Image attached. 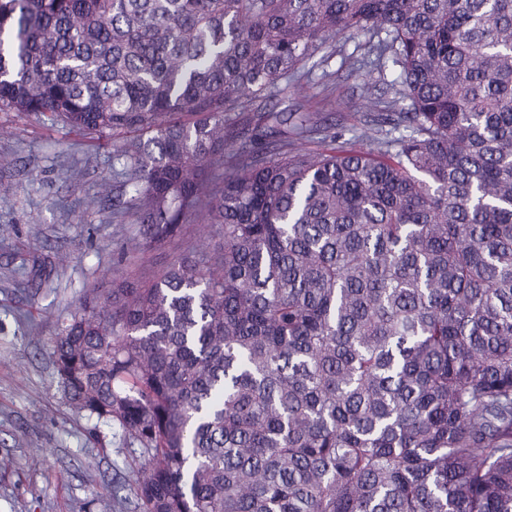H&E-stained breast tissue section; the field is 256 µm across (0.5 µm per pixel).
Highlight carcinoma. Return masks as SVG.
<instances>
[{
    "label": "carcinoma",
    "instance_id": "obj_1",
    "mask_svg": "<svg viewBox=\"0 0 512 512\" xmlns=\"http://www.w3.org/2000/svg\"><path fill=\"white\" fill-rule=\"evenodd\" d=\"M336 34L391 96L370 150L292 155L267 101ZM0 107L149 133L83 201L127 196L136 248L221 226L52 345L144 512H512V0H0Z\"/></svg>",
    "mask_w": 512,
    "mask_h": 512
}]
</instances>
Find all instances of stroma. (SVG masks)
<instances>
[{
    "label": "stroma",
    "instance_id": "stroma-1",
    "mask_svg": "<svg viewBox=\"0 0 512 512\" xmlns=\"http://www.w3.org/2000/svg\"><path fill=\"white\" fill-rule=\"evenodd\" d=\"M362 38L339 35L305 62L309 78L270 100L278 111L309 115L314 133L294 141L310 156L329 140L365 149L358 134L367 121L353 102L380 86L377 72L350 71L342 60L360 56ZM123 163L111 141L66 128L51 114L0 108V179L13 194L0 196V512H143L134 478L142 445L117 423L74 413L58 388L52 344L92 290L113 281L152 277L190 251L222 242L219 225L198 213L159 248L131 251L139 226L133 215L115 221L111 202L86 211L83 197ZM70 253L64 267L56 253ZM28 279L31 286L17 283Z\"/></svg>",
    "mask_w": 512,
    "mask_h": 512
}]
</instances>
